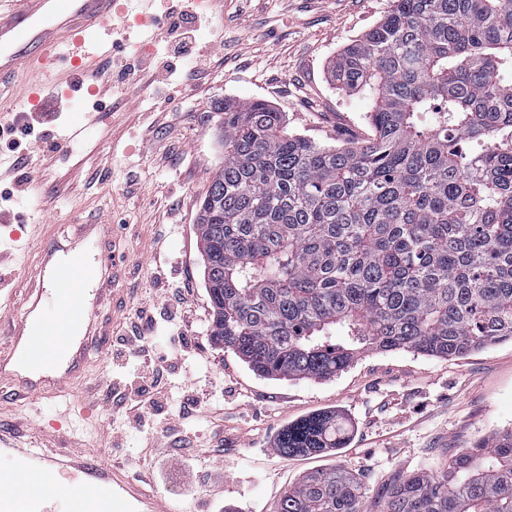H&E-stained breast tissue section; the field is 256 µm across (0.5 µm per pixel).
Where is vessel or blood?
Masks as SVG:
<instances>
[{
  "instance_id": "vessel-or-blood-1",
  "label": "vessel or blood",
  "mask_w": 512,
  "mask_h": 512,
  "mask_svg": "<svg viewBox=\"0 0 512 512\" xmlns=\"http://www.w3.org/2000/svg\"><path fill=\"white\" fill-rule=\"evenodd\" d=\"M0 11V80L27 68L23 89L33 106L42 92L71 82L97 79L111 62L119 29V0H15ZM36 303L0 332V386L31 397L64 391L87 361L95 334L92 301H104L113 283L100 275L108 256L91 263L41 239ZM53 296L55 316L44 317L37 302ZM0 512H163L138 476L109 464L101 451L57 458L26 448H0Z\"/></svg>"
}]
</instances>
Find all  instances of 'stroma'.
Here are the masks:
<instances>
[{
    "instance_id": "obj_1",
    "label": "stroma",
    "mask_w": 512,
    "mask_h": 512,
    "mask_svg": "<svg viewBox=\"0 0 512 512\" xmlns=\"http://www.w3.org/2000/svg\"><path fill=\"white\" fill-rule=\"evenodd\" d=\"M388 8L389 0H153L115 19L137 35L118 58L137 64L143 95L129 97L105 81L96 97L64 86L47 117L0 99V109L24 112L32 127L10 154L17 177L0 182V212L10 218L0 223V250L9 256L0 267L13 276L0 287V304L16 315L27 305L29 281L14 270L37 265V225H49L65 245L77 226L109 225L97 249L116 263L114 301L94 311L109 327L108 357L90 353L85 378L55 399L0 389V427L19 431L20 445L101 448L108 461L147 472L154 461L144 433L126 426L103 395L130 371L111 352L130 335L137 310L153 319L142 332L155 348L173 344L166 308L174 294L184 299L182 332L201 356L181 379L201 400L188 431L205 429L210 410L224 408V455L197 466L199 499L223 503V512H277L288 484L334 467L356 475L373 501L394 476L439 475L460 449L512 428V341L461 359L370 351L335 378L297 381L261 376L211 340L198 218L224 161L218 104L266 101L284 113L289 133L325 146L370 137L367 102L337 89L327 70ZM171 12L192 21L174 30L136 21ZM184 40L191 54L174 57ZM82 123L83 137L59 148L62 132ZM79 400L94 405V417L80 416ZM328 412L348 425L344 447L319 456L276 454L285 426Z\"/></svg>"
}]
</instances>
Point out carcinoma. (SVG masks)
Segmentation results:
<instances>
[{
  "label": "carcinoma",
  "mask_w": 512,
  "mask_h": 512,
  "mask_svg": "<svg viewBox=\"0 0 512 512\" xmlns=\"http://www.w3.org/2000/svg\"><path fill=\"white\" fill-rule=\"evenodd\" d=\"M372 137L327 147L263 101L224 103V166L200 208L210 336L259 375L327 380L369 351L464 358L512 340V0H390L333 59ZM347 424L285 428L282 456ZM379 512H512V429L435 477H396ZM278 512H368L362 483L312 472Z\"/></svg>",
  "instance_id": "obj_1"
}]
</instances>
